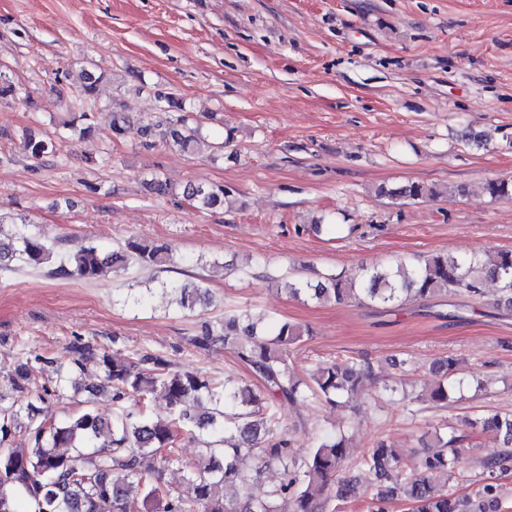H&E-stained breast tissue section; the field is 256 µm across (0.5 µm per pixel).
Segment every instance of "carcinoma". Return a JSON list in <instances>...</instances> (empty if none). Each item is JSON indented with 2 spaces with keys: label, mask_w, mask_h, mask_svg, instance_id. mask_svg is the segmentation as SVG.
Returning <instances> with one entry per match:
<instances>
[{
  "label": "carcinoma",
  "mask_w": 512,
  "mask_h": 512,
  "mask_svg": "<svg viewBox=\"0 0 512 512\" xmlns=\"http://www.w3.org/2000/svg\"><path fill=\"white\" fill-rule=\"evenodd\" d=\"M26 98L23 89L0 73V98ZM170 116L160 123L159 137L171 150L195 154L205 145L203 124H189L182 101L165 98ZM176 111L178 115L171 116ZM91 115L83 112L71 120L55 123L54 131L25 133L24 149L34 160L56 154L61 130L87 137ZM153 193L176 195L175 188L159 174L145 182ZM484 193L494 200L512 199V181L489 180ZM377 195L417 201L435 198L439 191L424 183L408 182L398 188L381 186ZM182 196L197 209H215L224 204L222 186L202 183L183 188ZM4 234L0 217V266L15 262L40 268L53 258L58 265L50 275L58 278L97 279L107 269L131 264L167 272L174 264L172 248L131 238L119 251L105 253L93 245L62 251L32 234L27 224L14 225ZM488 281L498 284L502 300L512 306V251L493 255L475 252L456 258L446 253L431 254L414 262L398 261L387 268L362 269L348 275H332L312 284L288 283V294L318 303L341 304L368 300L381 308L410 301H426L448 294L479 299ZM177 306L188 312L209 305L204 282H173ZM261 319L245 312L201 323L193 344L208 349L218 342L231 343L238 358L261 384L220 386L199 372L179 370L166 356L143 354L120 360L89 343L71 347L70 356L39 357L57 375L54 390H29L30 366H18L12 394L0 393V512H325L332 502H362V512H388L394 500L409 512H502L503 492L498 474L508 469L512 457L495 455L476 462L480 486L475 493L448 492V482L464 462L461 451L447 454L443 448L460 442L452 435H434L424 447L433 449L415 463L420 477L406 481L397 451L385 443L364 457L363 468L373 476L372 490L359 495L352 481L335 480L337 467L345 459L350 437L328 431L317 438L300 466L287 468L290 442L278 436L272 415L261 413L262 404L288 402L292 405L313 397L336 408L348 402L367 380H376L370 362L336 361L318 367L304 381L291 372L288 353L310 335L300 324L283 321L268 335ZM458 362L442 359L435 368L436 380L428 389V402L448 405L449 392L462 387L455 379ZM93 367L103 379L100 395L112 401V418L103 417L91 400L62 420L49 411V398L63 383ZM163 396L170 408L169 420L153 421L151 400ZM473 430L494 432L505 447H512V413L495 412L469 419ZM21 436L24 444L14 445ZM188 438L200 447L204 464L187 472L173 485L165 472L181 465L178 447ZM284 466L281 482L258 487L251 482L253 463Z\"/></svg>",
  "instance_id": "1"
}]
</instances>
